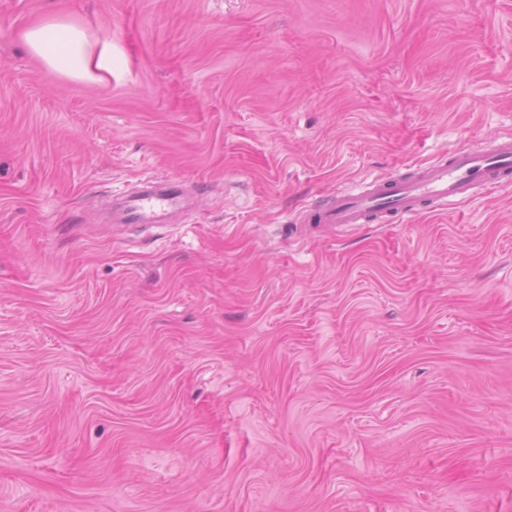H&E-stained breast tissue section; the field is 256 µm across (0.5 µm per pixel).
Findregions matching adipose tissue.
<instances>
[{
	"mask_svg": "<svg viewBox=\"0 0 512 512\" xmlns=\"http://www.w3.org/2000/svg\"><path fill=\"white\" fill-rule=\"evenodd\" d=\"M22 38L31 53L47 67L71 77H87L93 70H111L112 48L92 50L82 30L64 20H50L26 29Z\"/></svg>",
	"mask_w": 512,
	"mask_h": 512,
	"instance_id": "obj_1",
	"label": "adipose tissue"
}]
</instances>
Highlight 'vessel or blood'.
<instances>
[{
  "label": "vessel or blood",
  "mask_w": 512,
  "mask_h": 512,
  "mask_svg": "<svg viewBox=\"0 0 512 512\" xmlns=\"http://www.w3.org/2000/svg\"><path fill=\"white\" fill-rule=\"evenodd\" d=\"M512 175V138L492 142L490 147L455 150L447 162L419 169L409 179H373L355 188L303 208L305 224H364L374 216L406 218L428 206L440 208L473 199L479 191L491 190ZM174 191L149 187L125 200L118 221L122 224H155L160 216L177 207Z\"/></svg>",
  "instance_id": "obj_1"
}]
</instances>
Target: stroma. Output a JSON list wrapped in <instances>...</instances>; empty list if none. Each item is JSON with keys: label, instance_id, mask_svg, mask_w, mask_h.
<instances>
[{"label": "stroma", "instance_id": "obj_1", "mask_svg": "<svg viewBox=\"0 0 512 512\" xmlns=\"http://www.w3.org/2000/svg\"><path fill=\"white\" fill-rule=\"evenodd\" d=\"M503 136L512 0H0V512H512V183L298 221ZM22 39L47 67L68 76L88 77L94 69L112 71L111 45H103L96 53L82 30L71 22L44 21L26 29ZM178 203L179 198L174 191L149 186L145 192L129 195L118 214V219L113 212L112 223L163 224L160 216L177 207Z\"/></svg>", "mask_w": 512, "mask_h": 512}]
</instances>
